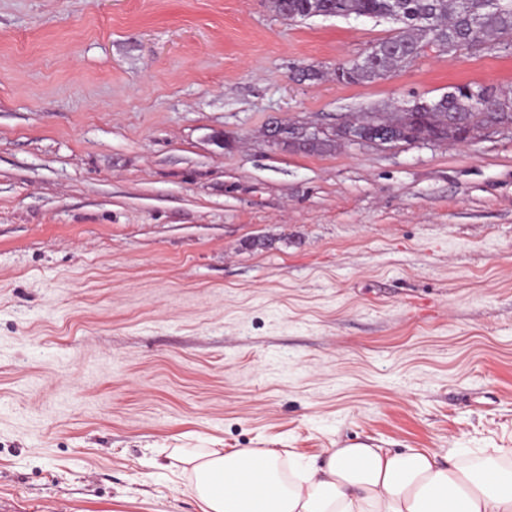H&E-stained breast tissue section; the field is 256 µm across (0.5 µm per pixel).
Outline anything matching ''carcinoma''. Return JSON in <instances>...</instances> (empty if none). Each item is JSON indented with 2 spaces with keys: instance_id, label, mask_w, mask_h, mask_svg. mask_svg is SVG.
<instances>
[{
  "instance_id": "carcinoma-1",
  "label": "carcinoma",
  "mask_w": 512,
  "mask_h": 512,
  "mask_svg": "<svg viewBox=\"0 0 512 512\" xmlns=\"http://www.w3.org/2000/svg\"><path fill=\"white\" fill-rule=\"evenodd\" d=\"M328 0H271V7L289 20L318 15ZM336 10L357 16L391 20L399 25L394 35L383 39L366 51L375 65L364 70L356 68L350 83H366L389 77L421 56L427 47L452 53L463 47L486 44L494 52L512 49V0H336ZM428 16L433 27L419 26V19ZM470 84L452 87L448 98L421 99L408 122L397 132L400 141L412 143L419 138L433 137L456 142L465 139L468 131L478 132L484 123L483 113L499 121L512 122V94L487 92L483 111L476 112L469 95Z\"/></svg>"
}]
</instances>
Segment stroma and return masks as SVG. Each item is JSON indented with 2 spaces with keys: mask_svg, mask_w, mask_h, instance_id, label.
Here are the masks:
<instances>
[{
  "mask_svg": "<svg viewBox=\"0 0 512 512\" xmlns=\"http://www.w3.org/2000/svg\"><path fill=\"white\" fill-rule=\"evenodd\" d=\"M395 29L0 0V512H200L177 448H512V137H267L512 92L483 49L336 81Z\"/></svg>",
  "mask_w": 512,
  "mask_h": 512,
  "instance_id": "1",
  "label": "stroma"
}]
</instances>
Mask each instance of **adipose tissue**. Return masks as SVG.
I'll return each mask as SVG.
<instances>
[{"label": "adipose tissue", "instance_id": "adipose-tissue-1", "mask_svg": "<svg viewBox=\"0 0 512 512\" xmlns=\"http://www.w3.org/2000/svg\"><path fill=\"white\" fill-rule=\"evenodd\" d=\"M187 491L201 512H512V448H331L300 469L273 449L187 454Z\"/></svg>", "mask_w": 512, "mask_h": 512}]
</instances>
